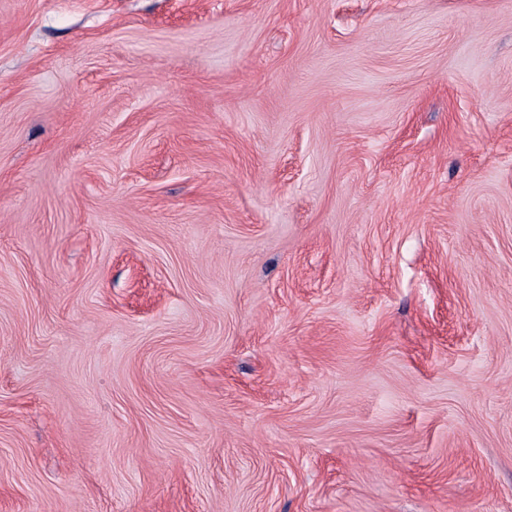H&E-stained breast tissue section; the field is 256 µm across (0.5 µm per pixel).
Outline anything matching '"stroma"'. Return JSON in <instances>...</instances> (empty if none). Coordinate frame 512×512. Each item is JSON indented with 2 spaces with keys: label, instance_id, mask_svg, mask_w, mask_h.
<instances>
[{
  "label": "stroma",
  "instance_id": "obj_1",
  "mask_svg": "<svg viewBox=\"0 0 512 512\" xmlns=\"http://www.w3.org/2000/svg\"><path fill=\"white\" fill-rule=\"evenodd\" d=\"M0 512H512V0H0Z\"/></svg>",
  "mask_w": 512,
  "mask_h": 512
}]
</instances>
